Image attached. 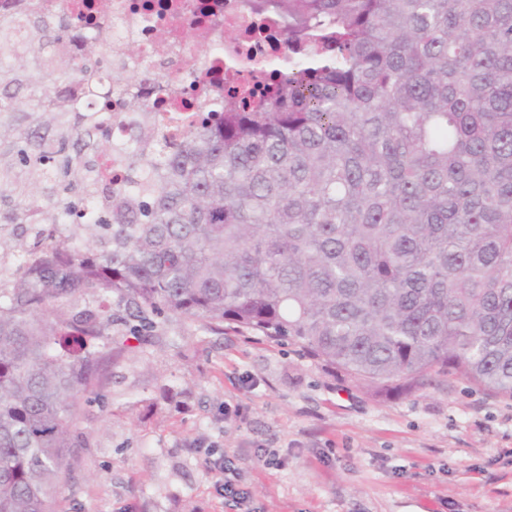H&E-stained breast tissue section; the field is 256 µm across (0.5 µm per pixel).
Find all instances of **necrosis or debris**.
I'll use <instances>...</instances> for the list:
<instances>
[{"label":"necrosis or debris","mask_w":512,"mask_h":512,"mask_svg":"<svg viewBox=\"0 0 512 512\" xmlns=\"http://www.w3.org/2000/svg\"><path fill=\"white\" fill-rule=\"evenodd\" d=\"M250 3L111 0L104 10L99 0H0V16H81L71 53H79L88 35L102 40L113 69L128 75V90L150 102L153 137L171 140L197 123L201 104L222 100L230 89L246 91L249 65L287 55L280 16L253 11ZM202 32L209 46L203 56L190 44ZM130 42L137 54L127 53Z\"/></svg>","instance_id":"4bbe7bcc"}]
</instances>
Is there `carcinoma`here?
Wrapping results in <instances>:
<instances>
[{"label":"carcinoma","mask_w":512,"mask_h":512,"mask_svg":"<svg viewBox=\"0 0 512 512\" xmlns=\"http://www.w3.org/2000/svg\"><path fill=\"white\" fill-rule=\"evenodd\" d=\"M293 52L234 90L156 153L128 151L107 237L57 244L0 289V512H56L83 447L82 405L125 350L112 314L45 318L96 290L149 315L287 339L378 393L462 378L512 399V0H273ZM64 21L0 20V112L35 70L79 83L0 126L49 171L60 143L40 132L84 113L63 177L86 183L118 151L99 102L105 44L63 53ZM151 138L146 101L122 95ZM55 191L14 219L61 224Z\"/></svg>","instance_id":"obj_1"}]
</instances>
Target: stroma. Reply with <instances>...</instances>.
I'll return each instance as SVG.
<instances>
[{"label": "stroma", "instance_id": "35a3bbf8", "mask_svg": "<svg viewBox=\"0 0 512 512\" xmlns=\"http://www.w3.org/2000/svg\"><path fill=\"white\" fill-rule=\"evenodd\" d=\"M0 208V253L54 239ZM83 406L59 512H512V399L455 378L382 397L296 347L178 315L128 336ZM231 457L244 508L208 470Z\"/></svg>", "mask_w": 512, "mask_h": 512}]
</instances>
